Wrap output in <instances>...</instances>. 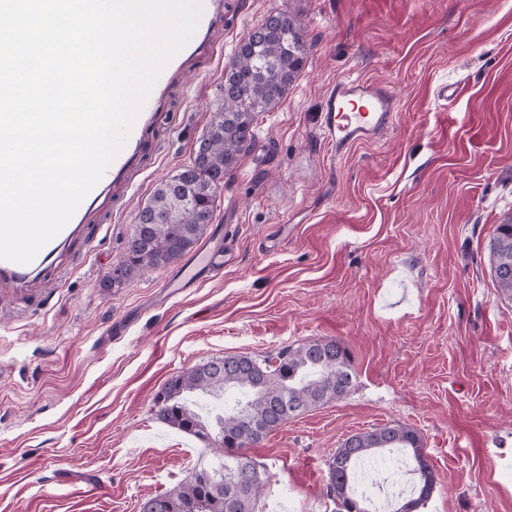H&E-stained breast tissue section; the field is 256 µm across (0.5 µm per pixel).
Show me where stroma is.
<instances>
[{
  "label": "stroma",
  "mask_w": 512,
  "mask_h": 512,
  "mask_svg": "<svg viewBox=\"0 0 512 512\" xmlns=\"http://www.w3.org/2000/svg\"><path fill=\"white\" fill-rule=\"evenodd\" d=\"M273 10L303 21L306 67L260 113L204 240L224 272L179 294L191 256L103 282L139 207L186 165L224 65ZM222 61L175 95L158 154L121 206L104 200L27 289L0 282V512H139L209 460L153 398L215 356L343 341L357 380L248 455L263 512H335L327 464L348 436L414 428L438 480L422 512H512V302L487 246L512 217V0H224ZM387 84L376 143L332 158L321 101L340 78ZM448 85L451 101L437 99Z\"/></svg>",
  "instance_id": "obj_1"
}]
</instances>
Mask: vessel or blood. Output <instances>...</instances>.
I'll return each mask as SVG.
<instances>
[{
  "label": "vessel or blood",
  "mask_w": 512,
  "mask_h": 512,
  "mask_svg": "<svg viewBox=\"0 0 512 512\" xmlns=\"http://www.w3.org/2000/svg\"><path fill=\"white\" fill-rule=\"evenodd\" d=\"M203 11L197 30L188 45L166 66L148 101L136 119L126 145L110 165L100 182L89 192L69 223L36 257L26 265L0 260V281L26 284L54 256L57 248L88 223L93 206L110 191L126 193L143 158L155 151L150 137L170 110L169 95L180 86L199 57L217 61L221 51L213 35L224 23V0H202ZM396 100L384 84L360 78L340 79L333 83L321 103V128L332 151L344 155L358 144L378 141L394 123ZM205 276L213 277L224 270L222 245L206 246L197 257Z\"/></svg>",
  "instance_id": "vessel-or-blood-1"
}]
</instances>
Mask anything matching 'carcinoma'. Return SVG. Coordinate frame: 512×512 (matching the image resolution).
Wrapping results in <instances>:
<instances>
[{
  "label": "carcinoma",
  "instance_id": "1",
  "mask_svg": "<svg viewBox=\"0 0 512 512\" xmlns=\"http://www.w3.org/2000/svg\"><path fill=\"white\" fill-rule=\"evenodd\" d=\"M305 65V28L297 15L272 11L243 35L224 70L221 102L213 108L204 139L190 162L157 185L138 210L110 284L166 267L195 248L213 223L224 177L253 147L258 115L280 105ZM155 211L165 215L163 222H153ZM488 263L493 284L512 302V219L497 226ZM356 379L349 349L333 338L289 345L263 357L216 356L172 376L154 397L155 419L207 442L215 457L194 467L176 487L148 498L140 512H259L267 469L244 449L308 409L348 395ZM229 388L241 390V397L213 418L195 400ZM390 448L403 451L414 476L413 497L395 512H417L428 502L436 475L422 438L395 422L349 436L330 458L326 494L336 512H370L367 494L358 491L366 476L362 465Z\"/></svg>",
  "mask_w": 512,
  "mask_h": 512
}]
</instances>
